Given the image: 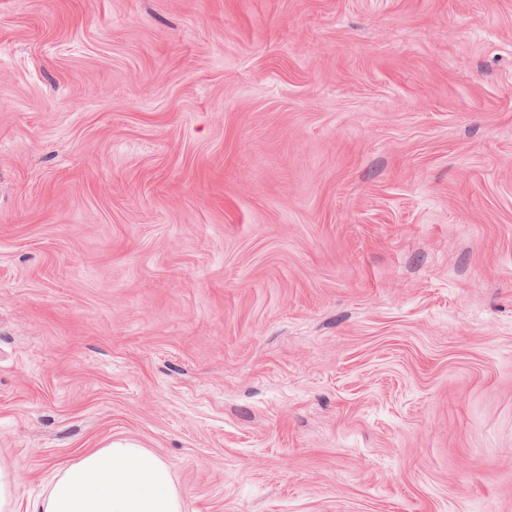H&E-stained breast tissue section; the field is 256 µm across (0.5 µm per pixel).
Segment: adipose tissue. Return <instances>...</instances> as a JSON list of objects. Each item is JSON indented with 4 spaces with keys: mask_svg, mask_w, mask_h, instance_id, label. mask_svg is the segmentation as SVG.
<instances>
[{
    "mask_svg": "<svg viewBox=\"0 0 512 512\" xmlns=\"http://www.w3.org/2000/svg\"><path fill=\"white\" fill-rule=\"evenodd\" d=\"M28 512H185V499L158 454L119 438L56 469Z\"/></svg>",
    "mask_w": 512,
    "mask_h": 512,
    "instance_id": "ef3b65f1",
    "label": "adipose tissue"
}]
</instances>
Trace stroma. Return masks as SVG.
Instances as JSON below:
<instances>
[{
	"label": "stroma",
	"instance_id": "stroma-1",
	"mask_svg": "<svg viewBox=\"0 0 512 512\" xmlns=\"http://www.w3.org/2000/svg\"><path fill=\"white\" fill-rule=\"evenodd\" d=\"M186 512H512V0H0V458ZM185 507L161 457L119 438L56 469L27 512H185Z\"/></svg>",
	"mask_w": 512,
	"mask_h": 512
}]
</instances>
